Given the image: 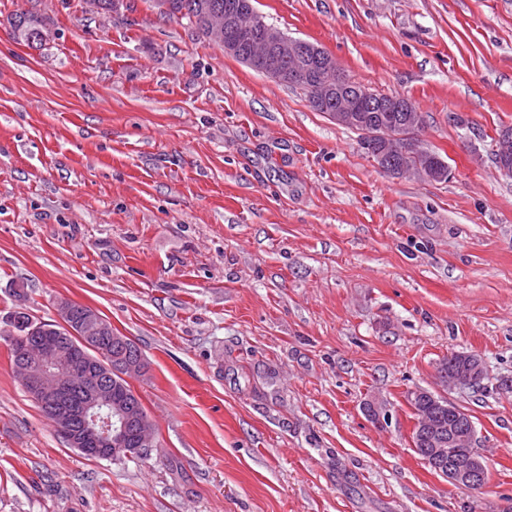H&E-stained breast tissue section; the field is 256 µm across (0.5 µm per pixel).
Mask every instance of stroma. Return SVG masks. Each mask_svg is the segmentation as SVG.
<instances>
[{
  "instance_id": "obj_1",
  "label": "stroma",
  "mask_w": 512,
  "mask_h": 512,
  "mask_svg": "<svg viewBox=\"0 0 512 512\" xmlns=\"http://www.w3.org/2000/svg\"><path fill=\"white\" fill-rule=\"evenodd\" d=\"M397 92L444 181L396 178L302 90L152 0H0V324L59 298L148 368L157 449L68 447L0 339V512H512V0H254ZM24 10L51 31L17 41ZM479 354L481 388L437 376ZM470 414L488 481L415 453L410 395Z\"/></svg>"
}]
</instances>
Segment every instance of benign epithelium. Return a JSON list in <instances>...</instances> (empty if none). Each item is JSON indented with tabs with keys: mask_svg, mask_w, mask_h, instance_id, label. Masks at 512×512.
<instances>
[{
	"mask_svg": "<svg viewBox=\"0 0 512 512\" xmlns=\"http://www.w3.org/2000/svg\"><path fill=\"white\" fill-rule=\"evenodd\" d=\"M239 9L225 10L224 23H215L214 30H224V52L236 55L247 45L245 60L255 70L276 80H288L309 87L316 104L336 93V111L329 114L335 122L354 125V113L361 111L359 97L347 93L336 59L328 52L309 43L289 37L256 15L243 24ZM303 56L318 61L320 71L335 79L317 78L309 84L308 71L288 68L290 58ZM501 171L512 173V139L504 136L495 146ZM81 317L93 325L92 339H110L123 350L132 347L130 341L105 328L99 314L86 306L61 299L56 304L57 320L53 325L38 322L15 340L19 361L16 376L21 385L42 409L50 411L53 423L67 445L90 457L113 458L132 443L143 454L155 447L152 422L121 392L120 383H112L115 368L104 357L96 366L83 350L72 347L64 337L74 333L73 320ZM483 377V367L467 363L451 382L459 388H473ZM430 449L423 461L442 477L463 483L469 490L482 489L478 472L481 455L475 447H465L453 427H434L427 435Z\"/></svg>",
	"mask_w": 512,
	"mask_h": 512,
	"instance_id": "7a95c632",
	"label": "benign epithelium"
}]
</instances>
